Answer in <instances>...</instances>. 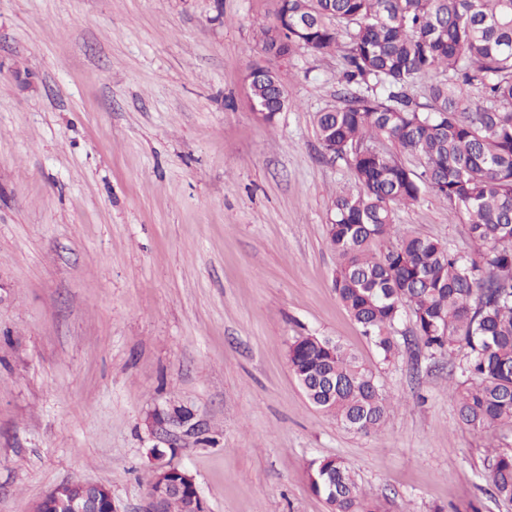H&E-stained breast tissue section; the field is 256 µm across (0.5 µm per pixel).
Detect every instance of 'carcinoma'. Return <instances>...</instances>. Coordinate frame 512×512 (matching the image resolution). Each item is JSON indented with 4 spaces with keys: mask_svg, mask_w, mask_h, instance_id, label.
<instances>
[{
    "mask_svg": "<svg viewBox=\"0 0 512 512\" xmlns=\"http://www.w3.org/2000/svg\"><path fill=\"white\" fill-rule=\"evenodd\" d=\"M342 38L356 89L316 117L322 147L348 157L359 184L336 193L326 229L336 295L384 362L399 356L388 328L404 309L427 358L465 350L453 391L459 417L492 437L512 425V0H280L262 31L266 50L288 55L329 54ZM432 71L447 79L430 86L422 107L405 89ZM474 82L487 105L463 96L460 85ZM251 91L273 122L285 105L271 79H255ZM381 140L395 151H374ZM426 190L464 216L471 252L394 228L395 207ZM393 237L386 251L371 252ZM288 364L310 403L342 428L380 431L391 399L340 342L294 336ZM308 477L330 512H381L341 459L311 460ZM487 479L492 495L512 504V450L487 456Z\"/></svg>",
    "mask_w": 512,
    "mask_h": 512,
    "instance_id": "1",
    "label": "carcinoma"
}]
</instances>
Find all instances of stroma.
I'll use <instances>...</instances> for the list:
<instances>
[{
	"label": "stroma",
	"mask_w": 512,
	"mask_h": 512,
	"mask_svg": "<svg viewBox=\"0 0 512 512\" xmlns=\"http://www.w3.org/2000/svg\"><path fill=\"white\" fill-rule=\"evenodd\" d=\"M277 0H0V512L55 485L101 483L139 512L165 447L145 419L184 407L201 431L172 464L208 512H329L312 459L337 457L384 512H512L490 498L486 434L465 427L454 359L382 362L338 299L326 240L347 159L317 112L344 90L346 48L266 53ZM256 64L290 103L248 102ZM401 232L466 253L433 193ZM327 336L393 408L357 434L316 409L287 347Z\"/></svg>",
	"instance_id": "stroma-1"
}]
</instances>
